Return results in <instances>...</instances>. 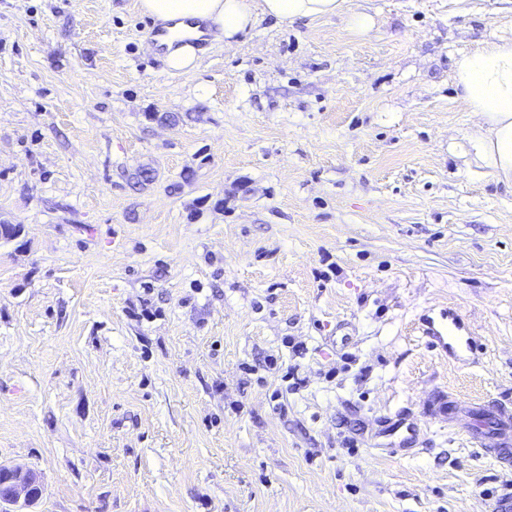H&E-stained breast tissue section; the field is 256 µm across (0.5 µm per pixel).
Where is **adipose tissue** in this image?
Returning <instances> with one entry per match:
<instances>
[{"label": "adipose tissue", "instance_id": "1", "mask_svg": "<svg viewBox=\"0 0 512 512\" xmlns=\"http://www.w3.org/2000/svg\"><path fill=\"white\" fill-rule=\"evenodd\" d=\"M345 0H140L143 16L167 24L164 59L174 71L189 73L198 65L195 40L221 36L226 42L251 27L257 15L288 22L338 14ZM454 84L479 129L469 141L477 161L498 183L512 188V36H497L454 63Z\"/></svg>", "mask_w": 512, "mask_h": 512}]
</instances>
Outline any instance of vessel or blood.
<instances>
[{"instance_id": "1", "label": "vessel or blood", "mask_w": 512, "mask_h": 512, "mask_svg": "<svg viewBox=\"0 0 512 512\" xmlns=\"http://www.w3.org/2000/svg\"><path fill=\"white\" fill-rule=\"evenodd\" d=\"M421 330L440 352H464L474 349V337L463 334L461 320L447 324L433 317L421 318ZM433 412L447 415L448 424L465 430L478 447L486 449L501 461L512 460V412L496 405L469 409L450 394L438 393Z\"/></svg>"}]
</instances>
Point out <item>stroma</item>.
I'll use <instances>...</instances> for the list:
<instances>
[{
	"instance_id": "35a3bbf8",
	"label": "stroma",
	"mask_w": 512,
	"mask_h": 512,
	"mask_svg": "<svg viewBox=\"0 0 512 512\" xmlns=\"http://www.w3.org/2000/svg\"><path fill=\"white\" fill-rule=\"evenodd\" d=\"M345 6L177 74L139 0H0V462L42 474L35 512H491L512 487L425 414L512 408V190L453 81L512 0ZM444 309L473 360L418 332Z\"/></svg>"
}]
</instances>
